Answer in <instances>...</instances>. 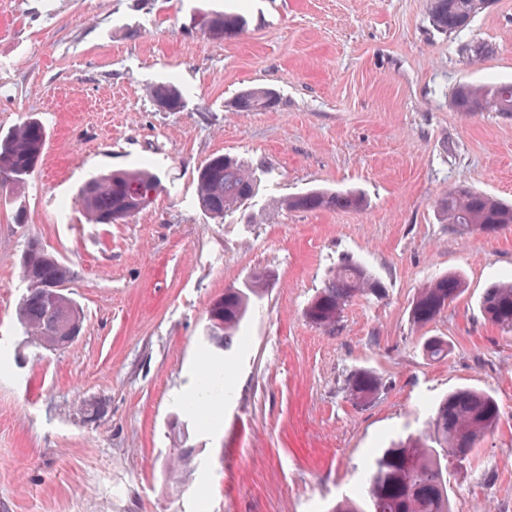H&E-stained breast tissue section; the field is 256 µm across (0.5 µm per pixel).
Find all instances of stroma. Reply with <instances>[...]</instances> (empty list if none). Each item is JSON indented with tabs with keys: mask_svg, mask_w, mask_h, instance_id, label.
I'll return each mask as SVG.
<instances>
[{
	"mask_svg": "<svg viewBox=\"0 0 512 512\" xmlns=\"http://www.w3.org/2000/svg\"><path fill=\"white\" fill-rule=\"evenodd\" d=\"M432 0H0V132L32 116L46 153L25 188L0 195V512H348L385 491L375 471L421 455L448 391H489L494 434L450 482L453 512H512V333L478 310L512 277V228L461 235L438 203L467 184L512 202V113L456 111L457 86L512 82V0L466 29L437 31ZM244 15L216 41L203 14ZM483 47L475 56L474 47ZM171 81L185 108L150 89ZM279 104L240 112L237 95ZM228 154L258 167L247 215L218 222L195 179ZM148 164L161 188L121 224L89 223L82 183ZM356 190L363 211L285 212L274 199ZM71 264L76 341L35 345L15 319L28 241ZM387 284L357 296L329 332L311 316L342 260ZM275 281L213 386L197 426L201 339L228 288ZM451 272L467 292L413 321L419 288ZM444 336L445 360L425 337ZM370 372L368 398L348 388ZM186 424L184 456L174 423ZM278 99L268 88H248L240 92L235 100V107L240 112L269 109L277 105Z\"/></svg>",
	"mask_w": 512,
	"mask_h": 512,
	"instance_id": "35a3bbf8",
	"label": "stroma"
}]
</instances>
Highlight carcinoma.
<instances>
[{"label": "carcinoma", "mask_w": 512, "mask_h": 512, "mask_svg": "<svg viewBox=\"0 0 512 512\" xmlns=\"http://www.w3.org/2000/svg\"><path fill=\"white\" fill-rule=\"evenodd\" d=\"M486 0H432L433 26L443 33L467 28L474 17L487 9ZM246 20L239 14L210 12L205 14V32L214 40L244 29ZM153 101L169 112L184 109L182 91L172 83L152 88ZM278 99L268 88H248L235 100L236 110L252 112L277 105ZM453 104L458 112H512V82L484 86L457 87ZM46 143L41 122L27 118L6 133H0V190L18 188L33 175L42 160ZM160 189L157 177L142 164L129 169L88 179L79 190L78 202L94 224H118L144 209L143 201ZM258 193L255 173L231 156L212 158L197 171L196 194L205 213L221 219L247 210L248 202ZM285 211L355 210L367 206L366 197L354 190L339 191L316 187L276 200ZM443 221L461 234H492L512 226V205L498 197L474 191L464 185L448 191L439 203ZM20 267L30 295L21 299L17 319L40 344L50 342L65 347L63 336L68 328L82 324L77 303L64 293L49 294L52 288H65L74 278L71 266L48 252L37 241L27 244L20 257ZM268 275L257 272L238 288L224 295V303L209 319L206 342L225 353L244 341L242 334L255 304L267 292ZM467 291L464 279L455 273L429 282L417 296L412 318L426 325ZM367 293L375 298L385 294L383 282L364 264L347 261L336 267L327 278L314 304L313 316L328 322L351 297ZM483 315L505 332H512V280L489 284L477 300ZM430 360L448 356V341L430 336L423 344ZM351 390L360 396L376 392L382 381L371 373L352 378ZM500 408L489 392L464 387L445 396L428 422L432 450L423 458L411 461L392 487L375 504V512H451L450 481L440 471L442 461L462 464L474 448L492 434L498 424Z\"/></svg>", "instance_id": "cac0c4a2"}]
</instances>
